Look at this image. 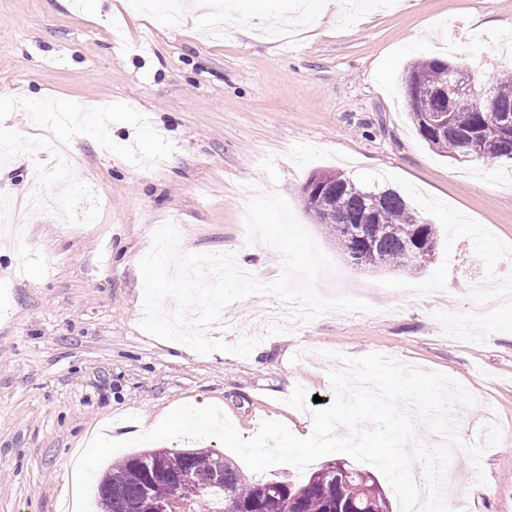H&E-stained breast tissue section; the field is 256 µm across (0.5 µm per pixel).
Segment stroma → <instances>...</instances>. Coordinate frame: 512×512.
Wrapping results in <instances>:
<instances>
[{
	"label": "stroma",
	"instance_id": "1",
	"mask_svg": "<svg viewBox=\"0 0 512 512\" xmlns=\"http://www.w3.org/2000/svg\"><path fill=\"white\" fill-rule=\"evenodd\" d=\"M224 13L163 25L128 0H0V131L15 158L0 164V196L24 205L45 182L49 203L26 208L17 241L0 242V512H64L75 462L97 433L124 441L113 464L146 451L135 438L175 407L218 405L243 438L265 420L297 437L312 432L315 398L331 404L330 353H378L445 373L477 399L450 413L465 442L497 422L486 450L485 494L470 495L474 467L452 448L442 477L451 512H512V316L496 284L512 283V161L458 164L419 137L404 87L407 66L447 56L484 82L495 40L512 34V0H393L349 11L333 0L309 29L264 17V0H208ZM91 104L80 128L32 123L43 103ZM52 141L74 159L49 182L50 161L29 144ZM335 170L361 186L393 189L438 246L419 268L347 263L306 212L302 187ZM94 183L96 198L71 190ZM276 192L330 258L316 282L325 298L371 312L332 310L287 332L259 313L273 296L228 305L212 339L258 338L250 356L153 337L139 327V262L153 233L178 219L180 253H229L262 284L284 259L248 243L253 192Z\"/></svg>",
	"mask_w": 512,
	"mask_h": 512
}]
</instances>
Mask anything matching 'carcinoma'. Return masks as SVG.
<instances>
[{"label":"carcinoma","instance_id":"cac0c4a2","mask_svg":"<svg viewBox=\"0 0 512 512\" xmlns=\"http://www.w3.org/2000/svg\"><path fill=\"white\" fill-rule=\"evenodd\" d=\"M457 65L442 58L418 59L411 63L406 80L417 81L416 94L408 98L413 123L419 136L434 150L458 163L469 161L466 152L464 132H477L488 122L490 113L453 112L451 121L454 130L448 137L435 140L427 130L424 114L438 108L435 88L449 85L456 78ZM475 90L482 97L492 99L495 110L512 114V76L503 70L496 81L486 85L479 74H474ZM484 159L488 161L512 160V139L493 140L487 144ZM316 174L306 186L310 191L304 194L307 210L317 223L334 239L343 255L352 264H358V257L369 251L364 241L351 240L338 231V227L356 224L361 220L366 201L357 191L366 188L354 183L341 173H336V186L322 194L314 193L318 179ZM381 195L378 217L381 221L378 236L373 239L376 266L401 270L416 266L413 250L434 253L437 246V230L434 225L421 220L409 203L391 189H372ZM154 451L129 456L112 466L100 485L115 484L121 489V497L113 498L98 491L102 512H128L132 503L145 494L146 463ZM165 476L158 479L153 494L164 498L169 493L170 478L186 473L191 481L183 484L182 496L192 502L194 512H328L340 501L351 503L360 509L367 508L364 476L366 472L344 465L346 481L336 479L329 467L313 473L303 483L286 480H270L263 484L250 482L231 460L208 450H183L167 452L157 459Z\"/></svg>","mask_w":512,"mask_h":512}]
</instances>
